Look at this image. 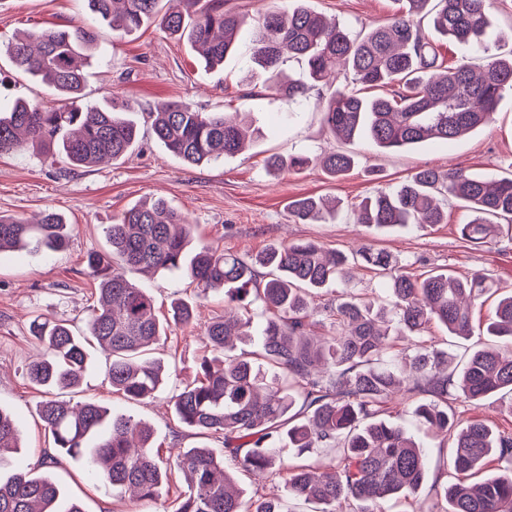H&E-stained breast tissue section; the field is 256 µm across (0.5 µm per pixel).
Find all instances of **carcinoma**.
I'll list each match as a JSON object with an SVG mask.
<instances>
[{
  "instance_id": "cac0c4a2",
  "label": "carcinoma",
  "mask_w": 512,
  "mask_h": 512,
  "mask_svg": "<svg viewBox=\"0 0 512 512\" xmlns=\"http://www.w3.org/2000/svg\"><path fill=\"white\" fill-rule=\"evenodd\" d=\"M98 20L130 33L155 16L170 34L185 39L205 65L214 68L235 50L243 17L226 0H88ZM306 0L273 2L258 13L252 62L267 73L268 86L294 101L303 112H321L327 129L347 141L364 137L382 149L410 148L433 140L448 142L491 124L499 101L512 94V55L481 56L446 65L421 19L432 17L434 30L475 53L485 51L491 0H396L387 21L354 33L304 6ZM98 48L95 28L39 29L14 38L5 53L22 72L52 87L60 104L19 99L0 108V156L38 146L73 167L120 161L137 143V124L124 117L129 107L117 97L91 105L83 101L85 75L78 58ZM304 59L308 78L329 94L307 96L299 81L279 69L285 56ZM367 87L386 95L363 97L335 87L339 67ZM155 138L179 159L201 164L238 153L245 140L240 121L221 112H200L186 103L161 104L147 112ZM319 165L330 177L346 175L354 157L342 150L311 157L304 152L272 156L268 170L279 174ZM464 204L471 219L459 225L462 239L481 245L500 234L496 220L512 224V177L485 180L458 168L422 169L395 188H382L358 205L357 223L376 229L409 224H444L443 201ZM289 209L299 221H321L333 211L321 200L302 197ZM110 249L88 256L99 281L98 296L86 319V334L63 319L36 317L30 334L47 356L30 363L32 384L75 390L83 382L90 356L85 343L95 339L109 352L107 376L112 392L130 402L143 401L164 381V364L152 346L165 326L155 316L154 300L125 275L180 271L197 296L222 292L242 302L250 293L272 310L261 330V357L249 354L204 360L197 382L176 392L177 419L200 435H218L224 448H185L176 458L185 491L176 512H283L279 502L248 498L236 488L240 470L266 473L280 462L282 438L288 447L307 451L335 448L336 459L319 473L296 466L288 475V494L320 506L318 512H385L392 499L416 498L426 479L420 446L407 431L385 418L389 404L402 395L419 400L415 414L432 429L454 437L451 467L476 473L492 457L511 464L508 472L477 485L461 480L442 486L448 512H512V435L480 422L463 423L449 398L456 390L479 405L506 391L512 394V354L495 349L472 351L462 367L424 339L433 321L448 335H473L471 303L493 288L482 274L456 277L432 272L420 279L389 255L364 248L358 255L389 271L391 300L374 307L354 294H341L323 307L329 335L314 339L306 291L353 279L346 255L325 252L311 241L271 246L251 265L210 243L189 250L191 224L167 200L157 198L126 210L106 230ZM69 242L68 224L54 211L35 222L0 215V250L32 248L57 251ZM269 269L264 287H256L254 265ZM196 305L178 300L172 322L188 326ZM238 323L211 320L204 336L219 353L235 349ZM489 336L512 344V295L500 299L486 322ZM41 420L54 451L80 462L103 484L129 491L138 499L158 498L167 470L152 450V432L129 414H113L94 401L75 404L46 398ZM20 447L13 419L0 411V512H84L77 503L59 505L60 490L51 480L12 469L9 454Z\"/></svg>"
}]
</instances>
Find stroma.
I'll use <instances>...</instances> for the list:
<instances>
[{"label": "stroma", "mask_w": 512, "mask_h": 512, "mask_svg": "<svg viewBox=\"0 0 512 512\" xmlns=\"http://www.w3.org/2000/svg\"><path fill=\"white\" fill-rule=\"evenodd\" d=\"M308 5L356 32L384 21L396 9L394 0H308ZM228 6L244 15L247 24L234 54L214 69L206 68L185 40L168 35L158 22L130 34L100 28V54L83 66L84 98L100 103L115 96L131 107L139 140L125 159L71 169L35 147L0 158V213L32 218L51 209L65 218L71 232L70 245L62 252H0V409L12 416L19 431L22 449L14 459L15 469L49 477L85 512H175L178 496L186 489L175 473L168 492L154 500H138L105 487L81 464L55 456L37 414L42 395L26 376L28 363L44 354L28 334L30 320L44 314L83 326L98 288L86 257L107 251L108 225L133 205L164 197L189 218L194 243L223 247L246 261L284 241H314L349 255L367 246L390 254L417 277L442 270L459 277L486 275L495 291L476 303L485 313L501 296L512 293V241L501 236L476 247L462 240L458 226L470 214L458 202L447 203V223L408 229H369L357 224L353 211L363 197L397 186L422 168L461 167L478 177L506 172L512 166V97H503L491 125L447 144L428 142L382 151L365 139L340 141L324 126L320 112L293 114L292 103L267 89L264 74L253 69V21L262 0H228ZM90 19L86 0H0V45L18 32L67 28ZM19 98L56 101L52 88L17 72L0 55V105ZM170 102H187L202 112H249L259 131L241 153L191 166L161 146L146 122V109ZM336 149L353 153L356 161L349 174L336 180L314 165L280 175L266 167L267 157L274 153L285 156L303 150L316 155ZM304 196L339 199L335 220L295 221L288 203ZM126 276L152 295L159 319L169 318L170 304L177 298L199 301L198 316L192 326L169 328L157 344L155 354L163 358L167 378L153 398L129 403L113 394L104 378L105 354L95 343L88 347L92 365L76 398L134 415L151 428L154 451L172 458L179 449L203 442L178 422L169 400L174 389L194 379L203 359L213 357L203 331L230 302L220 292L196 298L181 273L130 269ZM453 406L462 421L484 420L496 430L512 432L510 395L494 396L479 406L459 396ZM391 418L415 438L425 455L428 477L419 500L428 512H446L448 504L436 496L434 485L447 471L450 439L421 429L409 406H397ZM237 478L247 493L280 500L285 512H312L311 506L289 498L285 472L263 479L241 472Z\"/></svg>", "instance_id": "obj_1"}]
</instances>
